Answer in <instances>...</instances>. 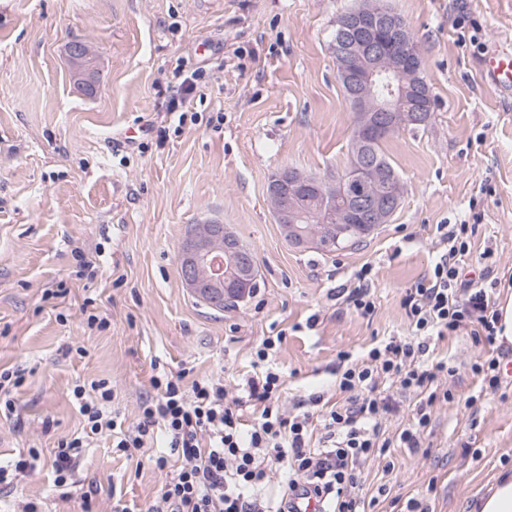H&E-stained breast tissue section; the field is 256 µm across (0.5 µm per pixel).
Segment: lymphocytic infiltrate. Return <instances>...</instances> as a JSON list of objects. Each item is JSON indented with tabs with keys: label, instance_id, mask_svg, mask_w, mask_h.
I'll use <instances>...</instances> for the list:
<instances>
[{
	"label": "lymphocytic infiltrate",
	"instance_id": "lymphocytic-infiltrate-1",
	"mask_svg": "<svg viewBox=\"0 0 512 512\" xmlns=\"http://www.w3.org/2000/svg\"><path fill=\"white\" fill-rule=\"evenodd\" d=\"M469 230L466 224L447 225V250L408 289L403 306L409 337L389 338L361 361L340 353L341 402L326 404L322 394L313 392L301 400V412L280 406L281 374L272 365L283 341L279 334L262 340L253 360L260 375L249 377L230 402L223 383L204 379L187 386L182 376L159 372L150 378L153 396L143 403L137 421L128 424L107 410L108 381L94 380L72 391L85 425L80 436L57 445V487H65L72 464L95 436L111 432L113 448L128 455L152 447L161 430L168 451L156 457V467L165 469L173 456L181 465L162 484L155 512H295L296 500L311 498L325 512H367L361 466L389 448L381 421L398 409L392 396L378 394L379 381L392 380L401 394L415 397V424L398 440L416 447L437 399L430 386L454 374L447 361L426 360L430 338L465 330L478 344L496 340L494 299L486 289L462 282L460 262L471 251ZM281 467L288 470L287 488L272 506L261 491Z\"/></svg>",
	"mask_w": 512,
	"mask_h": 512
}]
</instances>
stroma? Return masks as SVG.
I'll return each mask as SVG.
<instances>
[{
  "instance_id": "1",
  "label": "stroma",
  "mask_w": 512,
  "mask_h": 512,
  "mask_svg": "<svg viewBox=\"0 0 512 512\" xmlns=\"http://www.w3.org/2000/svg\"><path fill=\"white\" fill-rule=\"evenodd\" d=\"M362 0H0V368L24 371L12 418L0 416V465L36 448V469L0 485V512H148L166 472L153 449L113 452L110 433L84 449L68 497L54 485L59 440L80 434L75 385L108 380V410L135 422L155 368L223 382L251 375L263 337L292 408L336 396L338 355L361 357L407 336L408 288L442 248L440 225H474L463 276L493 251L492 296L512 298V91L486 81L487 51L512 47V0H387L417 41L436 99L427 127L390 137L405 183L387 224L357 246L299 250L267 202L270 176L292 167L342 171L354 114L336 77L337 17ZM92 50L97 93L76 82L70 43ZM196 89L182 116L169 100ZM229 224L258 265L250 297L217 311L183 287L188 225ZM371 266L372 316L345 291ZM104 319L88 327V315ZM85 355H77L76 347ZM455 370L438 379L415 448L364 465L375 512H468L512 471V378L483 389L472 365L485 345L466 332L432 341Z\"/></svg>"
}]
</instances>
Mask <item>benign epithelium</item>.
I'll return each mask as SVG.
<instances>
[{
    "mask_svg": "<svg viewBox=\"0 0 512 512\" xmlns=\"http://www.w3.org/2000/svg\"><path fill=\"white\" fill-rule=\"evenodd\" d=\"M349 23L355 35L346 40L337 37L332 43L336 76L355 112L357 159L342 175L340 193L293 168L276 172L267 185L281 234L297 248L336 243L354 215L368 219L366 235L385 223L397 209L403 181L399 174L371 163L364 147L396 129L425 123L424 113L432 109V91L421 77L417 50L407 47L393 53L377 37L378 31L397 27L392 12L377 0H367L350 14ZM180 271L184 288L218 306L224 304L231 287L250 288L255 262L229 225L206 220L187 232Z\"/></svg>",
    "mask_w": 512,
    "mask_h": 512,
    "instance_id": "obj_1",
    "label": "benign epithelium"
}]
</instances>
